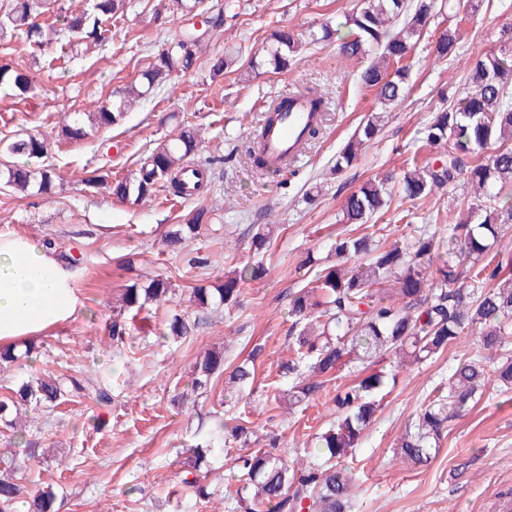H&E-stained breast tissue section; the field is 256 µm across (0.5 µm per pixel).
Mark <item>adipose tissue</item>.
I'll return each mask as SVG.
<instances>
[{
	"instance_id": "obj_1",
	"label": "adipose tissue",
	"mask_w": 512,
	"mask_h": 512,
	"mask_svg": "<svg viewBox=\"0 0 512 512\" xmlns=\"http://www.w3.org/2000/svg\"><path fill=\"white\" fill-rule=\"evenodd\" d=\"M74 279L60 247L0 235V349L74 319L79 308Z\"/></svg>"
}]
</instances>
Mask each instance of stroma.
Returning a JSON list of instances; mask_svg holds the SVG:
<instances>
[{
    "label": "stroma",
    "mask_w": 512,
    "mask_h": 512,
    "mask_svg": "<svg viewBox=\"0 0 512 512\" xmlns=\"http://www.w3.org/2000/svg\"><path fill=\"white\" fill-rule=\"evenodd\" d=\"M236 18L212 38L190 71L171 81L117 125L90 131L81 141L59 132L78 108L93 111L143 70L163 44L187 24L171 12L170 0H130L111 41L81 55L54 49L53 69L33 58L23 39H0V68L24 64L33 93L16 97L0 86V146L16 135L42 133L51 144L43 162L57 178L51 192L20 193L0 182V234L50 238L77 257L74 288L82 303L75 318L35 338V360L0 364V396L27 381L32 371L76 374L105 387L109 400L66 399L58 406L29 407L15 427L0 421V461L19 458L20 438L40 442L44 454L21 462L16 473L27 497L52 486L67 512H229L224 495L237 486V447L210 459L204 479L210 495L191 497L183 480L194 448L212 421L229 409L242 413L257 436L278 435L288 460L312 462L313 437L332 418V399L350 383L349 373L328 383L305 411H289L282 388L272 383L280 362L288 360V295L311 283L316 269L301 267L306 253L326 257L343 226L338 218L348 194L374 176L400 173L412 160L425 161L420 137L432 112L445 99L469 92L468 63L474 53L498 49L512 29V0H482L477 15L463 21L467 35L461 55L438 61L433 46L445 29L430 22L409 60L411 90L405 100L379 108L375 94L358 82L357 64L342 58L335 45H309L281 74L242 80L238 71L216 73L215 58L235 56L247 66L250 50L277 29L296 35L326 21L341 22L356 0H234ZM318 88L328 109L320 132L305 146L290 179L257 173L246 149L263 123L268 106L283 92ZM383 126L358 161L332 174L337 151L360 122L375 111ZM197 128L202 146L198 162H211L210 191L180 199L158 193L132 205L106 186L88 188L81 180L107 166L110 179L135 171L140 160L179 132ZM462 186L413 205L393 197L373 222L382 244L401 239L408 225L447 223L448 210ZM208 208L210 221L181 250L165 239L186 214ZM272 222L268 275L243 283L232 312L201 309L190 301L199 284H218L254 261L251 227ZM204 265L189 267L193 257ZM171 281L168 301L150 306L152 329H132L127 342L113 346L107 327L121 306L127 285L155 276ZM185 318L190 331L169 334L172 315ZM262 346L253 392L232 399L223 380L202 395H187L193 366L212 348L226 360ZM475 339L465 336L440 356L402 371L384 396L377 418L353 457L361 484L352 512H512V391L488 386L476 406L449 422L439 452L427 464L396 461L393 452L406 426L448 371L472 357ZM464 476H456L460 463Z\"/></svg>",
    "instance_id": "obj_1"
}]
</instances>
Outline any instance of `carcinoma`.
Returning a JSON list of instances; mask_svg holds the SVG:
<instances>
[{"label": "carcinoma", "mask_w": 512, "mask_h": 512, "mask_svg": "<svg viewBox=\"0 0 512 512\" xmlns=\"http://www.w3.org/2000/svg\"><path fill=\"white\" fill-rule=\"evenodd\" d=\"M182 14L204 13L205 28L185 29L153 57L140 78L113 96L94 112H73L71 123L61 134L81 140L87 128L109 127L119 123L134 105L158 91L175 73L194 67L197 53L216 29L224 27V8L213 11L205 0H175ZM127 0H88L78 15L56 12L47 26L31 18L50 12V0H10L0 9V36L24 35L31 55L43 54L53 45L67 41L70 46L105 45L112 39V23L120 20ZM453 16H473L475 0H357L344 16L343 27L328 24L312 31L307 39L277 30L254 54L251 72L260 69L277 74L288 69L302 43L334 42L343 58L364 64L359 82L376 93L378 103L388 106L402 100L409 90V69L404 64L429 22L445 9ZM510 44L484 52L472 60L468 79L473 90L432 113L424 127L421 148L437 147L432 161L415 163L403 170L398 186L389 178H371L347 195L339 223L354 228L336 236L331 244L335 262L322 269L315 286L289 294V346L293 356L279 365L276 377L288 380V407L305 409L327 383L342 370L361 377L336 390L334 420L315 437L318 461L305 467H292L282 455L278 438L269 436L263 447L236 458L239 486L228 494L237 512H352V491L358 483L354 468L346 460L361 445L363 436L381 406L379 395L396 382L400 370L421 364L442 354L462 336H476L482 351H501L505 356L487 368L478 355L459 363L448 373V392L437 388L420 409L417 423L406 429L396 456L405 462L423 464L446 436L448 422L473 408L489 383L512 389V36ZM461 37L450 26L437 38L433 54L438 60L459 56ZM0 84L26 96L32 86L23 69H0ZM300 94L310 100L316 120L307 129V139L319 133L326 111L324 95L314 87ZM382 116L370 115L355 129L336 153L334 171L341 173L361 155L365 144L380 131ZM50 142L45 136L27 135L7 143L3 155L28 160L41 159ZM201 140L190 128L182 129L151 155L136 172L112 182V195L138 204L165 191L176 198L186 196L184 170L192 165ZM255 169L265 176L295 175L289 163L274 166L262 153L261 142L249 150ZM7 184L24 193L33 185L43 192L54 178L52 168L33 171L29 166L6 167ZM471 186L474 193L461 199L459 208L448 219L447 236L422 227L413 228L402 242L384 247L370 230L369 222L390 205L392 196L414 205L457 183ZM209 220L201 207L188 214L186 224L172 232L168 244L181 248ZM271 227L254 226L250 250L256 255L268 251ZM267 269L262 261L245 264L235 276L215 288L193 289L194 302L234 306L240 284L262 279ZM171 284L155 278L148 284H132L125 289L123 302L140 312L167 300ZM112 343H124L129 335L127 321L112 318ZM253 348L238 362L224 364L218 350L206 352L194 366L192 385L205 389L218 376L226 386L241 393L253 387L256 361L262 355ZM381 362L389 370H374ZM89 384L73 375L36 376L10 396L0 398V419H7L19 407L32 402L57 405L64 396H85ZM253 431L232 416L218 421L197 445L192 469L208 466L209 457L232 441L251 444ZM20 496L15 467L5 462L0 471V512H14ZM55 492L51 487L37 492L28 512H53Z\"/></svg>", "instance_id": "carcinoma-1"}]
</instances>
